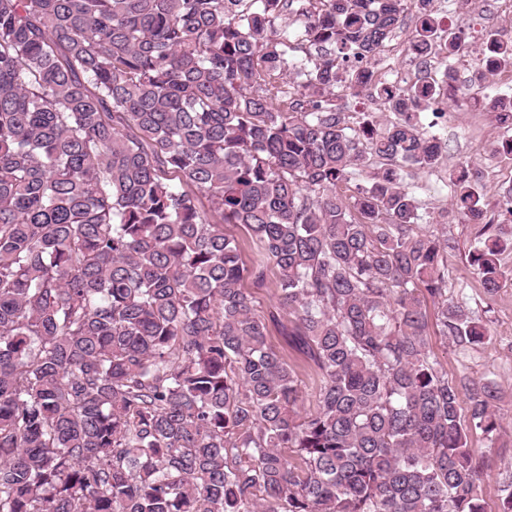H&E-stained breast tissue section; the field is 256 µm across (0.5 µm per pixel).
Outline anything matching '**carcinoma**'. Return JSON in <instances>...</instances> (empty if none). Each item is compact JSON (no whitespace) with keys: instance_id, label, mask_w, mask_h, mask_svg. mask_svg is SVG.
Segmentation results:
<instances>
[{"instance_id":"cac0c4a2","label":"carcinoma","mask_w":512,"mask_h":512,"mask_svg":"<svg viewBox=\"0 0 512 512\" xmlns=\"http://www.w3.org/2000/svg\"><path fill=\"white\" fill-rule=\"evenodd\" d=\"M423 12L408 46L457 48ZM404 0H0V512H485L502 389L448 379L425 298L460 346L488 336L446 295L439 231L401 168H432L439 93L372 83ZM305 58L289 55L293 44ZM488 55L512 66V41ZM349 81L394 118L354 127ZM509 111L495 113L512 150ZM388 167L367 172L373 159ZM365 174L354 195L352 172ZM492 293L512 244L469 166ZM244 224L247 264L224 225ZM317 369L313 409L268 342ZM499 512H512V468Z\"/></svg>"}]
</instances>
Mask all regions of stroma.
<instances>
[{
    "label": "stroma",
    "instance_id": "1",
    "mask_svg": "<svg viewBox=\"0 0 512 512\" xmlns=\"http://www.w3.org/2000/svg\"><path fill=\"white\" fill-rule=\"evenodd\" d=\"M448 114L447 124L433 129L441 142L438 164L452 170L460 163H469L484 196L486 210L489 214H496L501 188L512 181V155L499 152L492 156L488 149L497 145L503 131L489 112H473L468 106L452 103L448 106ZM490 160L495 161L499 178L484 176L483 170ZM402 175L405 184L415 187L424 204L425 223L442 225L444 234L453 244L445 257L449 297L481 311L490 331L488 341L469 350L460 348L452 339L429 336L434 354L449 378L466 372L477 379L495 381L505 389L512 387V278L503 281L495 294H487L467 262L477 225L464 221L452 211L446 183L434 182L431 171L407 167ZM269 342L296 372L301 382L303 405L311 407L312 394L318 384L314 365L289 346L279 327H271ZM500 407L509 427L499 441L491 445L478 435L469 439L470 446L482 452L488 462V474L479 488L486 512H498L501 499L498 472L504 463L512 460V398H503Z\"/></svg>",
    "mask_w": 512,
    "mask_h": 512
}]
</instances>
